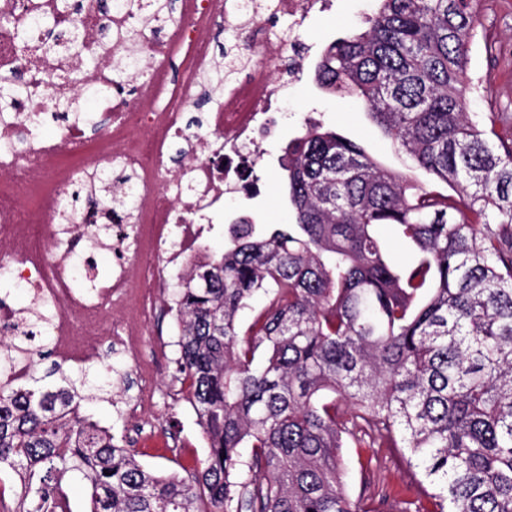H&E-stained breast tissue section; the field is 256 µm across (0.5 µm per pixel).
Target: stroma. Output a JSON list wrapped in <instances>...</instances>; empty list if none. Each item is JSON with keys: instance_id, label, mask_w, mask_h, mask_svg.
Instances as JSON below:
<instances>
[{"instance_id": "obj_1", "label": "stroma", "mask_w": 512, "mask_h": 512, "mask_svg": "<svg viewBox=\"0 0 512 512\" xmlns=\"http://www.w3.org/2000/svg\"><path fill=\"white\" fill-rule=\"evenodd\" d=\"M374 7V0H333L330 11L309 20L305 34L307 47L300 56L304 74L286 91L277 126L259 134L263 156L252 178L260 192L250 197L225 196L223 215L204 236L206 253L223 252L224 231L239 218L246 217L257 224L289 223L280 158L288 141L304 133L309 124L319 123L336 130L361 144L382 166L402 169L400 156L354 98L325 92L314 80V68L325 46L361 28ZM477 31L470 71L480 78L481 87L472 95L468 109L512 113V9L501 5L499 0H486ZM168 329L167 321L159 317L150 327L141 329L142 342L131 351H117L109 344H102L99 359L90 363V370L99 371L111 365L126 373L128 382L115 385L105 393L86 391L80 413L91 417L116 439L129 441L144 466L180 474L200 465L208 448L195 413L187 412L182 403L183 386L176 373V351L167 352L156 364L160 400L146 407L139 416L127 413V406L136 394V366L149 358L151 346ZM344 460L345 483L353 500L363 502L380 491L389 493L399 506L414 498L417 478L402 449L349 448Z\"/></svg>"}]
</instances>
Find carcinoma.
<instances>
[{
    "instance_id": "obj_1",
    "label": "carcinoma",
    "mask_w": 512,
    "mask_h": 512,
    "mask_svg": "<svg viewBox=\"0 0 512 512\" xmlns=\"http://www.w3.org/2000/svg\"><path fill=\"white\" fill-rule=\"evenodd\" d=\"M174 2L149 0L144 24L161 33ZM377 2L326 46L314 78L357 97L406 170L311 126L282 164L293 223L230 224L224 252L182 276L176 365L206 459L161 475L80 415L79 390H108L112 368L94 383L32 367L29 385L0 371V471L20 481L0 512H73V474L88 512H380L385 494L377 507L351 499V446L405 449L433 489L414 512H512V116L467 111L481 0ZM81 47L76 27L43 43L47 55ZM230 73L206 75L197 108ZM141 78L131 58L112 85ZM26 93L0 80V107ZM101 94L60 101L55 118H86ZM129 182L89 176L111 211L132 207ZM379 225L410 246L408 263ZM57 373V388L39 386Z\"/></svg>"
}]
</instances>
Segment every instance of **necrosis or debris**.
<instances>
[{
    "instance_id": "1",
    "label": "necrosis or debris",
    "mask_w": 512,
    "mask_h": 512,
    "mask_svg": "<svg viewBox=\"0 0 512 512\" xmlns=\"http://www.w3.org/2000/svg\"><path fill=\"white\" fill-rule=\"evenodd\" d=\"M57 0H0V15L13 14L27 30L26 42L0 29V77L21 74L28 87L16 108L0 111V262L11 265L14 280L31 289L52 310L49 334L57 356L83 367L92 362L103 336L127 347L128 323L149 325L161 287L158 266L182 269L205 262L200 241L212 216L224 208L228 193L252 190L246 173L257 158L253 147L269 115L277 113L299 68L288 67L272 78L261 66L225 85L205 115L202 133L184 122V111L200 93V79L215 65L212 54L218 26L234 22L231 0H180L179 15L169 35L144 32L139 43L125 33L133 23L128 11L104 13L99 0H82L78 13L55 7ZM329 0H276L275 10L288 20L280 45L289 52L302 46L301 32L311 15ZM45 17L56 30L77 26L82 33V59L41 55ZM191 63L179 80L170 77L176 49ZM139 55L146 78L134 97L108 93L117 62ZM81 70L82 84L67 79ZM101 89L100 110L109 124L97 141L98 159L112 158L135 180L134 204L127 215L111 217L96 197L76 207L69 224H61L64 198L81 169L63 166L67 156L84 155L83 125L62 122L54 138L33 134L29 120L50 114L56 101L75 96L78 88ZM183 142L190 161L170 171L165 157L170 145ZM111 223L116 264L111 273L87 288L77 284L80 260L69 246L95 225ZM117 312L122 325L104 329L107 314Z\"/></svg>"
}]
</instances>
